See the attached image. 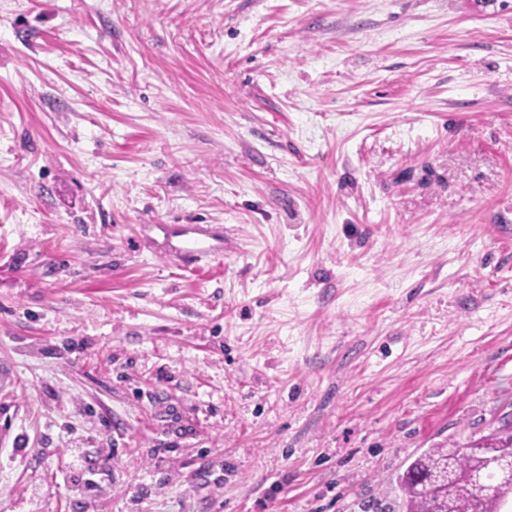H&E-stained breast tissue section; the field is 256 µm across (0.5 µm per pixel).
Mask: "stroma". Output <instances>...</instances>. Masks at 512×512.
Masks as SVG:
<instances>
[{
  "instance_id": "1",
  "label": "stroma",
  "mask_w": 512,
  "mask_h": 512,
  "mask_svg": "<svg viewBox=\"0 0 512 512\" xmlns=\"http://www.w3.org/2000/svg\"><path fill=\"white\" fill-rule=\"evenodd\" d=\"M507 421L512 0H0V512H402ZM179 239L169 242L164 251L187 263H195L201 257H215L222 251V235L212 224H183Z\"/></svg>"
}]
</instances>
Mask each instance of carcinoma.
Returning <instances> with one entry per match:
<instances>
[{
  "label": "carcinoma",
  "instance_id": "cac0c4a2",
  "mask_svg": "<svg viewBox=\"0 0 512 512\" xmlns=\"http://www.w3.org/2000/svg\"><path fill=\"white\" fill-rule=\"evenodd\" d=\"M512 450V436L492 435L465 448H431L398 477L405 512H499L507 488L478 491L470 474Z\"/></svg>",
  "mask_w": 512,
  "mask_h": 512
}]
</instances>
